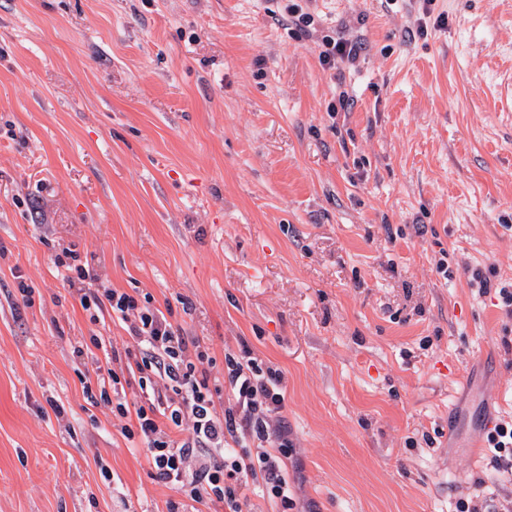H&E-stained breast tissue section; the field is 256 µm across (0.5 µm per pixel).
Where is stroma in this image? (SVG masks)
Returning <instances> with one entry per match:
<instances>
[{
	"mask_svg": "<svg viewBox=\"0 0 512 512\" xmlns=\"http://www.w3.org/2000/svg\"><path fill=\"white\" fill-rule=\"evenodd\" d=\"M308 8L0 0V512H225L86 395L129 339L83 288L198 338L217 410L226 354L280 371L295 505L255 482L243 512L512 494L485 458L512 317L471 285L512 282V0ZM327 36L361 37L354 67L321 65Z\"/></svg>",
	"mask_w": 512,
	"mask_h": 512,
	"instance_id": "obj_1",
	"label": "stroma"
}]
</instances>
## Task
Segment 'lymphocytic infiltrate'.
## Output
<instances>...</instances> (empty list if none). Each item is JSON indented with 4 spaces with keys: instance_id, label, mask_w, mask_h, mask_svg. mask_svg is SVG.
<instances>
[{
    "instance_id": "lymphocytic-infiltrate-1",
    "label": "lymphocytic infiltrate",
    "mask_w": 512,
    "mask_h": 512,
    "mask_svg": "<svg viewBox=\"0 0 512 512\" xmlns=\"http://www.w3.org/2000/svg\"><path fill=\"white\" fill-rule=\"evenodd\" d=\"M80 303L86 309L111 310L142 351L136 367L143 400L133 410L124 401L115 409L134 415L123 433L141 438L158 481L177 487L192 501L207 498L225 504L230 512H241L238 491L252 480L262 481L272 497L287 500L281 455L288 431L280 417L284 394L278 370L262 368L246 349L226 355L234 402L217 412L204 366L207 353L199 341L175 329L160 310L139 305L125 292L84 294ZM182 431L187 439L177 440ZM249 440L259 441L260 449H243ZM230 443L240 445V452H226Z\"/></svg>"
}]
</instances>
